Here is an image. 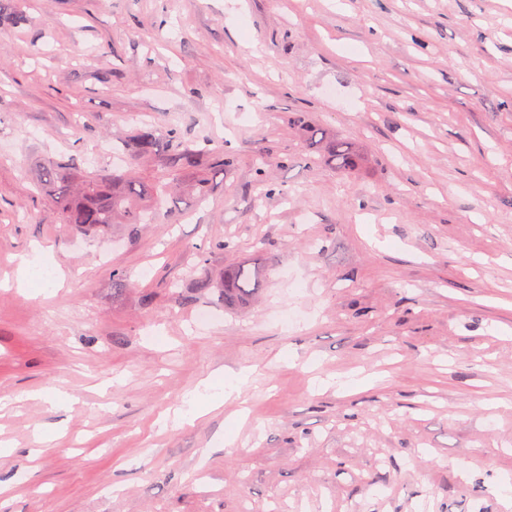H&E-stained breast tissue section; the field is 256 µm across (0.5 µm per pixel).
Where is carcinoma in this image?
Wrapping results in <instances>:
<instances>
[{"label":"carcinoma","mask_w":512,"mask_h":512,"mask_svg":"<svg viewBox=\"0 0 512 512\" xmlns=\"http://www.w3.org/2000/svg\"><path fill=\"white\" fill-rule=\"evenodd\" d=\"M309 133L323 148L324 161L345 173L359 168L361 157L351 143L331 139L317 127L310 128ZM126 151L137 161H158L167 183L150 185L118 169L81 174L54 158L44 162V179L64 223L80 231H93L108 224H146L163 205L169 190L183 189L188 180L192 191L204 201L208 197V171L222 173L233 165V159L222 153L197 148L176 127L168 129L163 141L153 130L142 128L131 135ZM260 277L259 270L244 264L225 269L219 287L224 305L250 301L258 291Z\"/></svg>","instance_id":"carcinoma-1"}]
</instances>
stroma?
<instances>
[{"instance_id": "obj_1", "label": "stroma", "mask_w": 512, "mask_h": 512, "mask_svg": "<svg viewBox=\"0 0 512 512\" xmlns=\"http://www.w3.org/2000/svg\"><path fill=\"white\" fill-rule=\"evenodd\" d=\"M15 7L0 512H512V0ZM299 116L360 173L324 163ZM144 125L235 165L161 223H62L45 158L109 170ZM217 238L230 249L197 266ZM24 256L60 282L19 280ZM240 263L263 274L247 307L197 288Z\"/></svg>"}]
</instances>
